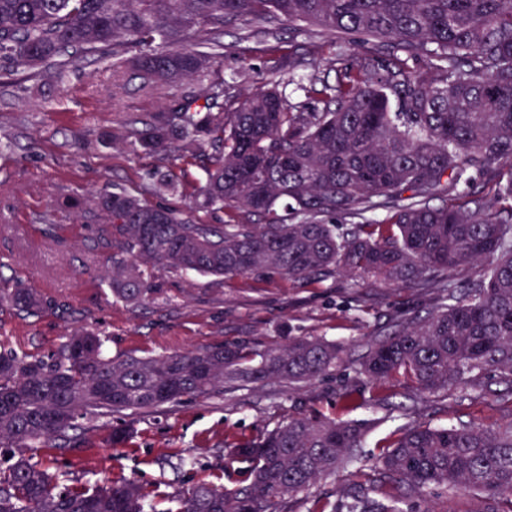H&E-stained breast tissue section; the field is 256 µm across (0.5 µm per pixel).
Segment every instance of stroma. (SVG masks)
<instances>
[{"label":"stroma","mask_w":512,"mask_h":512,"mask_svg":"<svg viewBox=\"0 0 512 512\" xmlns=\"http://www.w3.org/2000/svg\"><path fill=\"white\" fill-rule=\"evenodd\" d=\"M228 45L247 43L245 60H224V79L234 94L247 92L249 79L287 83L277 69L280 50L304 54L309 43L322 56L336 50L334 37L313 27L301 32L279 22L260 26L240 22L224 31ZM190 84L146 92L139 80L112 86V70L101 63L71 72L63 84L24 90L0 85V261L5 276L54 298L58 309L23 319L0 313V341L20 352L48 354L76 325L101 330L110 355L141 356L237 342L262 347L288 336H322L364 351L366 335L384 334L390 315H424L433 306L407 288L377 287L341 276L306 284L283 279L156 269L160 287L138 307L116 301L106 282L111 249L98 246L95 225L73 222L66 195L89 192L105 182L140 191L151 160L123 150L85 149V142L112 127L120 113L157 111L168 98L189 92ZM352 373L332 375L298 388L285 381L239 382L223 394L195 398L143 415L133 437L113 447L110 434L119 419H101L90 433H76L66 446L36 448L62 485H102L134 478L151 493L156 512L169 508L175 489L198 482L233 488L246 478V465L233 459L229 442L251 439L288 416L314 408L336 414V393ZM508 394L486 378L479 397L459 406L439 398L424 420L436 425L463 419L495 427L507 421ZM355 417L374 420L364 452L377 453L384 441L409 423L403 409L369 403Z\"/></svg>","instance_id":"stroma-1"}]
</instances>
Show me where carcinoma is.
Wrapping results in <instances>:
<instances>
[{
  "label": "carcinoma",
  "instance_id": "cac0c4a2",
  "mask_svg": "<svg viewBox=\"0 0 512 512\" xmlns=\"http://www.w3.org/2000/svg\"><path fill=\"white\" fill-rule=\"evenodd\" d=\"M236 20L317 25L351 52L336 82L315 72L294 83L302 102L263 86L237 102L224 93L220 41ZM102 61L115 83L150 89L208 77L121 118L96 145L153 159L150 194L192 197L218 220L201 224L115 185L74 198L98 240L119 248L112 297L134 307L158 294L157 265L302 283L341 274L442 296L424 317L392 318L355 360L321 336L145 357H113L84 327L45 356L1 344L0 512H156L134 479L60 488L31 451L94 418H133L238 380L310 383L339 363L355 374L336 393L340 415L312 408L235 445L246 484L179 488L167 512H291L344 467L345 497L314 496L307 512H406L433 488L512 512V418L497 428L409 423L368 466L369 422L343 417L389 404L397 386L458 405L462 384L476 389L488 373L512 390V0H0V84H58ZM192 163L204 173L195 183L178 174ZM458 187L467 199L433 204ZM228 207L257 223L224 222ZM377 211L386 218H366ZM475 263L483 275L458 293L450 273ZM6 307L39 317L52 300L0 271Z\"/></svg>",
  "mask_w": 512,
  "mask_h": 512
}]
</instances>
